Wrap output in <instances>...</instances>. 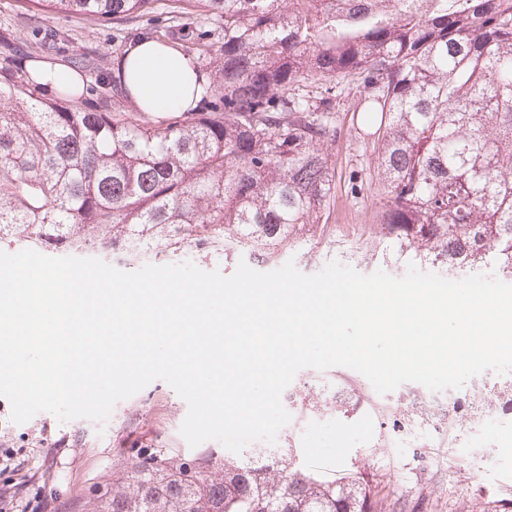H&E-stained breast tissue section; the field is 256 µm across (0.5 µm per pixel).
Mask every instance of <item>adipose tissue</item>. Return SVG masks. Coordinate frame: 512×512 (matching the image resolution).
<instances>
[{
	"instance_id": "1",
	"label": "adipose tissue",
	"mask_w": 512,
	"mask_h": 512,
	"mask_svg": "<svg viewBox=\"0 0 512 512\" xmlns=\"http://www.w3.org/2000/svg\"><path fill=\"white\" fill-rule=\"evenodd\" d=\"M123 70L135 105L156 120L193 107L206 91L181 50L168 44L139 43L130 50Z\"/></svg>"
}]
</instances>
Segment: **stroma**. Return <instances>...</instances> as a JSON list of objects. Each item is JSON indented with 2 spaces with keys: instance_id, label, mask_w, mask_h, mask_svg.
Instances as JSON below:
<instances>
[{
  "instance_id": "obj_1",
  "label": "stroma",
  "mask_w": 512,
  "mask_h": 512,
  "mask_svg": "<svg viewBox=\"0 0 512 512\" xmlns=\"http://www.w3.org/2000/svg\"><path fill=\"white\" fill-rule=\"evenodd\" d=\"M50 24L71 34L58 53L50 55L51 63L88 54L104 70L115 66L111 27L68 13L53 15ZM359 103L356 88L336 100V189L317 243L263 262L242 248L220 254L191 251L186 260L226 276L242 260L259 272L276 270L291 260L300 272L314 274L337 260L362 274L381 270L403 276L406 264L391 263L380 253V185L373 176L370 147L351 126ZM487 378L488 386L480 392L468 385L461 388L460 404L450 421L433 414L425 386L407 382L392 392L391 409L381 413L375 425L362 421L368 401L360 392L352 397L349 408L329 404L312 409L307 438L285 430L280 446L322 473L340 477L359 470L374 476L385 512H512V421L490 433L501 463L489 474L477 475L448 446L449 431L469 426L480 397L491 399L498 412L512 404V390L496 388L501 375L491 371ZM187 412L185 400L161 380L118 402L102 425L84 418L62 423L48 412L16 424L10 405L0 406V422L9 428L7 445L0 447V460L6 464L0 482L21 479L15 492L19 512H100L104 490L111 488L115 472L122 470L134 449L161 450L174 466L189 458L224 454L220 444L193 447L187 443L180 433ZM423 420L429 423V438L403 447L406 433Z\"/></svg>"
}]
</instances>
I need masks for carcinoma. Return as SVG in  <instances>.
<instances>
[{"mask_svg":"<svg viewBox=\"0 0 512 512\" xmlns=\"http://www.w3.org/2000/svg\"><path fill=\"white\" fill-rule=\"evenodd\" d=\"M90 16L126 40L160 0H29ZM216 15L184 56L210 97L164 121L125 101L86 112L50 99L0 26V225L57 249L86 236L136 239L164 255L218 253L234 242L258 260L318 239L336 181L337 85L362 88L356 115L383 187L381 238L398 258L450 275L512 278V0H195ZM66 36L47 29L29 49ZM135 487L102 512H382L360 471L339 479L292 455L193 458L177 468L141 448L123 469Z\"/></svg>","mask_w":512,"mask_h":512,"instance_id":"obj_1","label":"carcinoma"}]
</instances>
